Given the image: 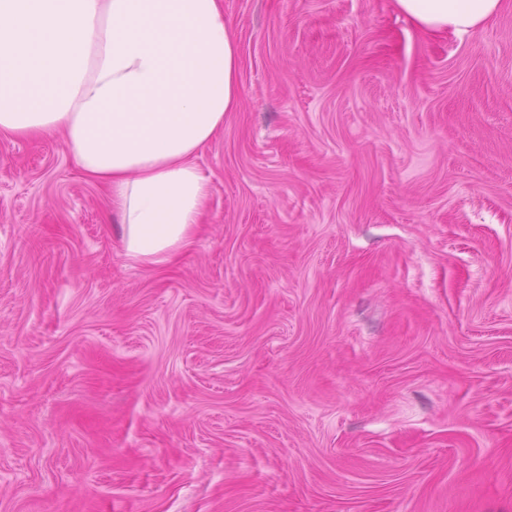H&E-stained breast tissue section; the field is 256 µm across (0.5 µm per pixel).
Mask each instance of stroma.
<instances>
[{"instance_id":"stroma-1","label":"stroma","mask_w":512,"mask_h":512,"mask_svg":"<svg viewBox=\"0 0 512 512\" xmlns=\"http://www.w3.org/2000/svg\"><path fill=\"white\" fill-rule=\"evenodd\" d=\"M193 246L0 136V512H512V0H224ZM502 0H394L396 8L431 33L461 35L490 19Z\"/></svg>"}]
</instances>
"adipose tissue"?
I'll return each mask as SVG.
<instances>
[{
    "mask_svg": "<svg viewBox=\"0 0 512 512\" xmlns=\"http://www.w3.org/2000/svg\"><path fill=\"white\" fill-rule=\"evenodd\" d=\"M502 0H394L461 35ZM239 48L223 0H0V135L60 130L109 186L125 257L160 266L193 243L209 183L199 149L238 111Z\"/></svg>",
    "mask_w": 512,
    "mask_h": 512,
    "instance_id": "obj_1",
    "label": "adipose tissue"
}]
</instances>
